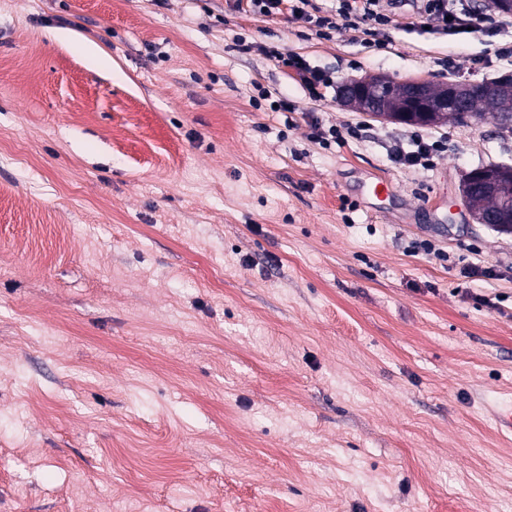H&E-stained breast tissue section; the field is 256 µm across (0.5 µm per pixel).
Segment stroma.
Here are the masks:
<instances>
[{"label": "stroma", "mask_w": 512, "mask_h": 512, "mask_svg": "<svg viewBox=\"0 0 512 512\" xmlns=\"http://www.w3.org/2000/svg\"><path fill=\"white\" fill-rule=\"evenodd\" d=\"M493 23L406 7L368 47L230 0H0V512H512V234L461 191L512 133L424 126L446 146L413 170L388 158L412 125L340 102L366 74L512 76ZM274 45L332 87L311 99ZM312 117L362 137L323 149Z\"/></svg>", "instance_id": "stroma-1"}]
</instances>
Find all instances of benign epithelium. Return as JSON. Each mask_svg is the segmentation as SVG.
I'll use <instances>...</instances> for the list:
<instances>
[{
    "label": "benign epithelium",
    "instance_id": "obj_1",
    "mask_svg": "<svg viewBox=\"0 0 512 512\" xmlns=\"http://www.w3.org/2000/svg\"><path fill=\"white\" fill-rule=\"evenodd\" d=\"M386 79L379 75H365L352 78L346 82L340 92L341 102L358 110L372 113L382 120L401 121L383 113L379 102V92ZM509 89V82H471L469 80H453L448 83L435 85L424 80H409L405 82V97L407 111L422 113L423 119H428L434 112H467L471 100L483 94L501 100L500 108L504 111V122H509L512 115V105L503 98ZM464 198L477 191L494 196L499 205L494 209L473 210L471 216L478 224L499 227L506 223L509 212L512 211V185L509 184V174L501 168L486 165L479 169L467 171L462 176L461 183Z\"/></svg>",
    "mask_w": 512,
    "mask_h": 512
}]
</instances>
